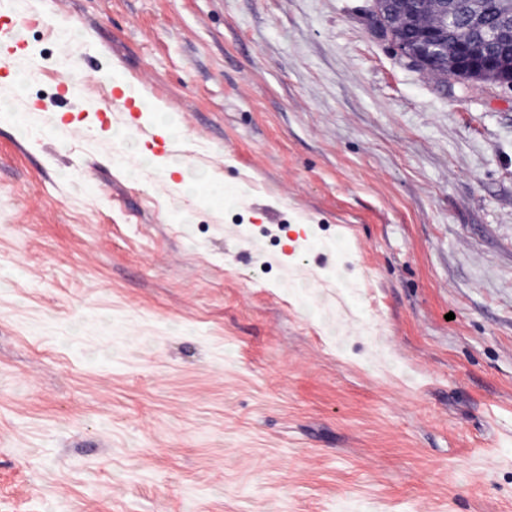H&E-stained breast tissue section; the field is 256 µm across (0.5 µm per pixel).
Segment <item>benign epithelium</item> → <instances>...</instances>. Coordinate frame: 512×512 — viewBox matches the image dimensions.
Instances as JSON below:
<instances>
[{
	"instance_id": "7a95c632",
	"label": "benign epithelium",
	"mask_w": 512,
	"mask_h": 512,
	"mask_svg": "<svg viewBox=\"0 0 512 512\" xmlns=\"http://www.w3.org/2000/svg\"><path fill=\"white\" fill-rule=\"evenodd\" d=\"M373 0L370 26L387 36L392 46L422 73L443 83L488 82L512 85V61L487 53L477 40L449 42L454 25L449 23L448 0ZM411 29L410 39L399 31Z\"/></svg>"
}]
</instances>
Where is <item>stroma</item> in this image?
Wrapping results in <instances>:
<instances>
[{
    "label": "stroma",
    "mask_w": 512,
    "mask_h": 512,
    "mask_svg": "<svg viewBox=\"0 0 512 512\" xmlns=\"http://www.w3.org/2000/svg\"><path fill=\"white\" fill-rule=\"evenodd\" d=\"M29 2L0 68V512H512V87L428 79L372 0ZM112 86L121 89L123 92V97L120 99L121 104L127 98L134 100V105L139 108L140 112H143V121L147 119L149 114H152L154 125L162 128L168 135L175 133L176 126L173 120L167 114L162 113L163 111L152 109L141 88L125 78L116 65L112 66ZM139 149L149 170L154 171L157 177H160L163 181L169 184H173V181L171 179L172 173L181 172L183 174L184 180L182 183L176 184L175 186L182 187L185 191L190 190L191 185L186 178V166L183 162L179 161L173 155L156 156L152 154L151 151L145 149L143 145H141Z\"/></svg>",
    "instance_id": "35a3bbf8"
}]
</instances>
